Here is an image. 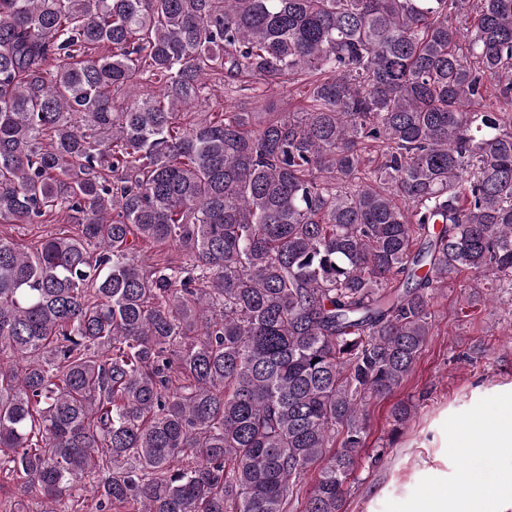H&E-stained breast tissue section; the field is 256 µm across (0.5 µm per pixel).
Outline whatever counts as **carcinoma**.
<instances>
[{
  "mask_svg": "<svg viewBox=\"0 0 512 512\" xmlns=\"http://www.w3.org/2000/svg\"><path fill=\"white\" fill-rule=\"evenodd\" d=\"M488 77L512 0H0V224L76 226L0 232L8 512H344L437 291L512 290ZM275 98L276 112H300L304 103V87L300 84H283Z\"/></svg>",
  "mask_w": 512,
  "mask_h": 512,
  "instance_id": "cac0c4a2",
  "label": "carcinoma"
}]
</instances>
